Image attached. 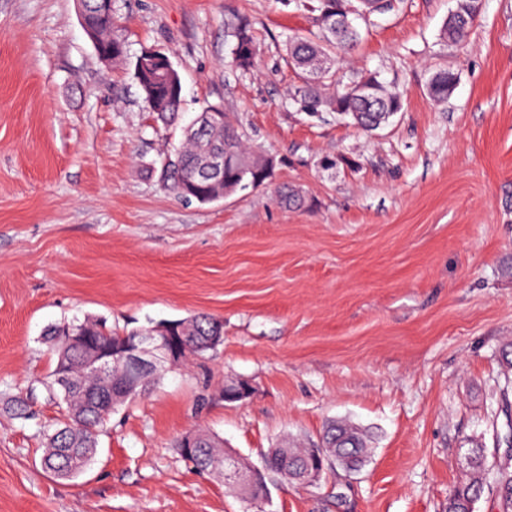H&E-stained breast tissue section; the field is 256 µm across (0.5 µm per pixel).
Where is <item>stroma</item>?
<instances>
[{
  "instance_id": "stroma-1",
  "label": "stroma",
  "mask_w": 512,
  "mask_h": 512,
  "mask_svg": "<svg viewBox=\"0 0 512 512\" xmlns=\"http://www.w3.org/2000/svg\"><path fill=\"white\" fill-rule=\"evenodd\" d=\"M454 7L402 0L364 25L341 68L404 101L365 133L290 104L285 40L314 26L279 0H114L116 64L74 0H0V512H247L178 440L217 434L257 467L337 419L372 436L370 462L308 487L268 476L265 512H446L468 450L495 448L512 419V0H484L459 44L440 36ZM236 13L258 38L246 74L229 64ZM145 49L178 70L185 120L222 107L272 158L265 185L205 205L167 188L161 160L182 131L145 108ZM440 69L457 75L444 101L427 92ZM288 186L304 208L278 203ZM202 313L222 343L118 407L83 473L46 472L61 409L43 388L44 331ZM239 380L251 396L225 401ZM114 0H76L78 14L80 16L81 25L87 38L92 40L95 45L96 53L100 60L105 63H115L121 60L125 54V42L115 43L112 45V36L109 39L110 46L105 48L99 39L97 30L90 28L86 24V17L91 14H105L109 17L112 30L118 27L116 19L112 16V2Z\"/></svg>"
}]
</instances>
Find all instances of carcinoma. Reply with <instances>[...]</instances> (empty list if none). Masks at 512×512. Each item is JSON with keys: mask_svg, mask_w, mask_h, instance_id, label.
Segmentation results:
<instances>
[{"mask_svg": "<svg viewBox=\"0 0 512 512\" xmlns=\"http://www.w3.org/2000/svg\"><path fill=\"white\" fill-rule=\"evenodd\" d=\"M284 6L294 5L298 10L313 14L318 34L310 38L289 41L286 63L298 71L299 83L292 87L290 100L298 109L315 117L324 112H334L346 117H358V127L373 131L386 124L403 110L400 93L390 91L374 74L344 82L336 75V52H347L361 40V30L356 27L336 25V16L344 13L358 16L371 11L366 0H281ZM235 43L231 51V63L241 72L249 71L257 56V45L252 34V21L238 15L232 23ZM469 30L450 18L442 29L444 39L460 42ZM329 59L333 65L323 70H313L308 63L315 59ZM169 56L160 50H145L136 59L134 75L143 93V101L150 112L164 125H174L181 118L183 96L169 94V87L182 86L179 73L167 71ZM456 75L450 70L436 72L428 86V94L445 99L453 89ZM230 148L231 155L224 164V186L233 191L256 189L270 177L272 161L245 145L244 134L224 116V126L213 131L206 129L192 135L184 134V141L171 151L177 162L170 165L163 177L164 182L179 196L186 193L201 195L208 189L199 177L202 158L216 148ZM279 201L288 208H299L305 196L297 188L278 191ZM181 335L185 336L188 356H203L209 351L207 337L216 328L223 327L218 318L198 314L182 320ZM87 335L94 337L103 347H109L120 339V334L108 328L102 321L86 318L80 322ZM47 342L56 355V366L67 364L75 380H80L85 369L83 349L64 338L60 325L50 327ZM47 399L63 408L62 419L53 430L45 434V446L41 457L43 468L60 479H70L80 473L97 453L98 437L112 416V400L98 395L99 387L94 377L70 391L61 390L56 384V374L44 383ZM199 440L193 454L187 456L193 466L202 472L209 471L210 462L221 456L230 459V453L221 448L222 440L209 432H198ZM321 445L324 448V467L336 464L344 470L360 471L369 463L372 454L369 436L358 427L345 421L333 420L325 428ZM268 472L283 481H292V475L303 473L311 464L306 450L295 443H288V455L269 450L265 454ZM472 469L470 480L455 487L448 495L447 512H474L473 505L486 490L495 494L502 503L501 512H512V456L488 453L486 448H472L469 452Z\"/></svg>", "mask_w": 512, "mask_h": 512, "instance_id": "cac0c4a2", "label": "carcinoma"}]
</instances>
